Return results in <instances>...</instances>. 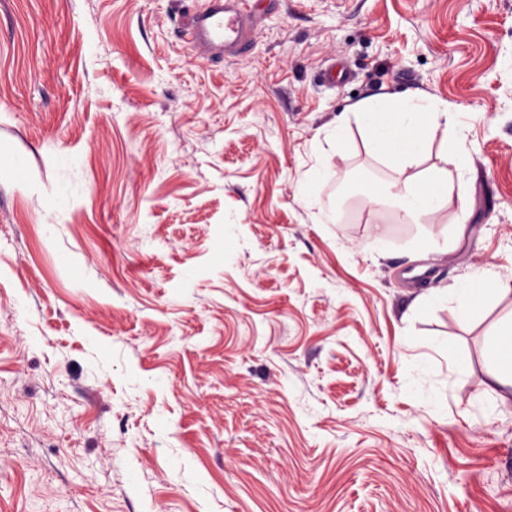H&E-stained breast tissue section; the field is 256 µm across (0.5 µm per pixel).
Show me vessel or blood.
<instances>
[{
    "label": "vessel or blood",
    "instance_id": "obj_1",
    "mask_svg": "<svg viewBox=\"0 0 512 512\" xmlns=\"http://www.w3.org/2000/svg\"><path fill=\"white\" fill-rule=\"evenodd\" d=\"M254 14L249 0H205L182 23L187 43L208 58L245 50L252 41Z\"/></svg>",
    "mask_w": 512,
    "mask_h": 512
}]
</instances>
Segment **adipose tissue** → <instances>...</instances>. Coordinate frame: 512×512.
I'll return each mask as SVG.
<instances>
[{"label": "adipose tissue", "instance_id": "1", "mask_svg": "<svg viewBox=\"0 0 512 512\" xmlns=\"http://www.w3.org/2000/svg\"><path fill=\"white\" fill-rule=\"evenodd\" d=\"M351 115L362 128L374 156L407 172L405 178L395 179L384 187H368L367 195L377 206V223H419L425 214L447 199L452 189L447 170L430 175L415 171L416 155L422 144L442 140L456 166H463L467 161L463 143L453 134L447 104L428 96L389 105L360 102L352 107ZM503 285L498 274L485 273L478 284H462L449 292L446 300L450 309L466 318L484 298L501 292ZM407 372L410 391L433 407H441L448 383L437 380L432 363L416 361Z\"/></svg>", "mask_w": 512, "mask_h": 512}]
</instances>
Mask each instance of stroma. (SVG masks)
<instances>
[{
	"label": "stroma",
	"mask_w": 512,
	"mask_h": 512,
	"mask_svg": "<svg viewBox=\"0 0 512 512\" xmlns=\"http://www.w3.org/2000/svg\"><path fill=\"white\" fill-rule=\"evenodd\" d=\"M203 3L0 0V512H512V292L444 300L512 279V0H254L214 60L180 37ZM384 95L459 119L447 252L379 236L399 173L341 119ZM326 173L321 163L313 167L300 184V194L304 198H313L321 193ZM477 284L480 288L462 284L445 297L448 307L461 318L469 317L484 298L501 291H512L511 288H502L510 286V283L504 282L497 273H483ZM512 327L503 330L500 334L492 336L487 344V353L492 363L501 373L509 374L510 383L502 382L499 378L494 381L502 388L511 387L512 392ZM409 390L425 399L435 408H440L448 388L446 380H437L432 363L419 360L411 364L408 369Z\"/></svg>",
	"instance_id": "35a3bbf8"
}]
</instances>
